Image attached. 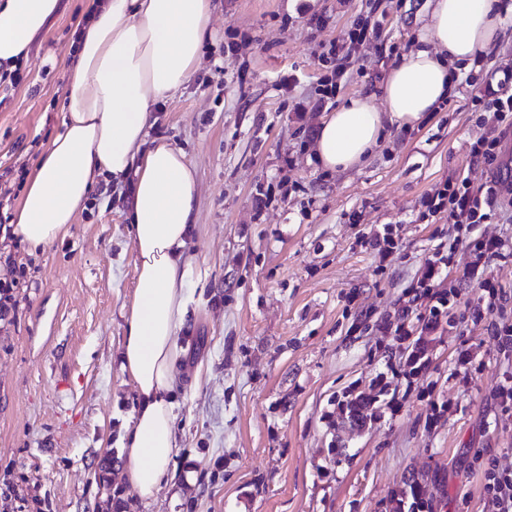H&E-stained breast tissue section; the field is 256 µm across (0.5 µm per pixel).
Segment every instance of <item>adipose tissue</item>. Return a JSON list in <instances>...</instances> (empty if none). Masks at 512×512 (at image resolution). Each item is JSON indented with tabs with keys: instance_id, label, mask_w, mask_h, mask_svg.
I'll list each match as a JSON object with an SVG mask.
<instances>
[{
	"instance_id": "ef3b65f1",
	"label": "adipose tissue",
	"mask_w": 512,
	"mask_h": 512,
	"mask_svg": "<svg viewBox=\"0 0 512 512\" xmlns=\"http://www.w3.org/2000/svg\"><path fill=\"white\" fill-rule=\"evenodd\" d=\"M58 10L59 0H0V72L15 69ZM87 10L67 70L62 130L28 174L9 225L30 250L46 248L101 183L131 184L136 283L119 357L137 405L122 437L121 478L148 502L175 478L178 336L189 314L197 198L185 153L148 130L154 106L199 71L213 0H89ZM501 26L500 0H434L430 26L386 75L385 111L367 96L337 107L320 127L319 163L358 167L387 126L419 125L447 98L452 65L489 52Z\"/></svg>"
}]
</instances>
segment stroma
I'll return each mask as SVG.
<instances>
[{
	"label": "stroma",
	"instance_id": "stroma-1",
	"mask_svg": "<svg viewBox=\"0 0 512 512\" xmlns=\"http://www.w3.org/2000/svg\"><path fill=\"white\" fill-rule=\"evenodd\" d=\"M212 36L194 81L161 105L150 137L182 149L197 173L198 272L180 333V446L190 475L141 501L120 478L127 512H389L409 476L433 512H490L482 466L512 472V409L496 397L512 375L488 323L487 289L468 270L444 213L425 205L445 183L498 180L497 219L470 239H498L492 269L512 296V130L481 123L453 67L451 93L414 128L389 127L360 167L323 168L314 153L322 119L347 98L385 111L387 71L431 23L432 0H214ZM84 0L60 10L21 62L20 84L0 89V224L24 179L60 131L66 49ZM376 34L353 44L357 16ZM350 44L343 74L324 61ZM498 139L499 164L472 162L471 145ZM119 188L100 186L68 234L30 254L0 238L17 269V305L0 320V512H103L94 479L119 451L134 391L117 361L136 280L132 231ZM390 232L381 257L370 240ZM451 251L438 296L420 282L434 252ZM440 309L422 331L423 364L383 333L402 308ZM468 363H460V351ZM379 410L350 429L346 391Z\"/></svg>",
	"mask_w": 512,
	"mask_h": 512
}]
</instances>
